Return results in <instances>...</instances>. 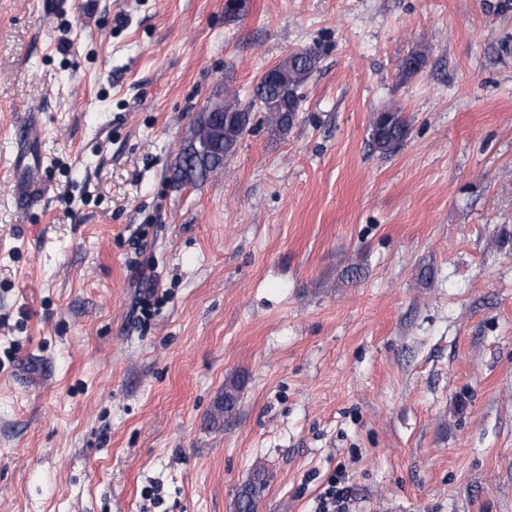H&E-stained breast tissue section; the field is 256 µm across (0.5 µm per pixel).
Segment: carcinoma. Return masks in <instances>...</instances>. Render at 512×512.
Returning <instances> with one entry per match:
<instances>
[{"instance_id":"carcinoma-1","label":"carcinoma","mask_w":512,"mask_h":512,"mask_svg":"<svg viewBox=\"0 0 512 512\" xmlns=\"http://www.w3.org/2000/svg\"><path fill=\"white\" fill-rule=\"evenodd\" d=\"M321 55L314 46L304 47L288 53L270 69V78H263L257 84L252 105L268 113V122L281 131L289 128L298 112L302 98L300 89L317 70ZM224 138L208 132V152L201 158L188 157L185 164L194 168L199 180L203 181L224 166L236 150L242 131L236 123L243 110L231 99L224 100ZM410 126L401 109H387L377 114L371 132L374 151L388 155L395 152L408 138ZM240 384L234 382L224 387V397L216 404L212 420L231 412L238 401ZM266 488L265 471L256 470L241 489L238 496V512H254L255 504Z\"/></svg>"}]
</instances>
